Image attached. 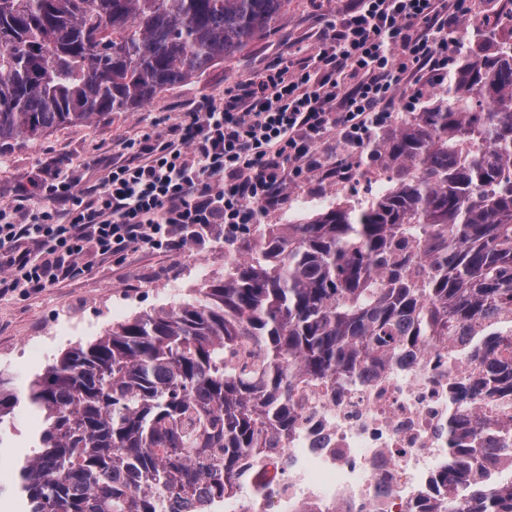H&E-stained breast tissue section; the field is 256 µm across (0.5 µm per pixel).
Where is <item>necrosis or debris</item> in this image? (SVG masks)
Listing matches in <instances>:
<instances>
[{"mask_svg": "<svg viewBox=\"0 0 512 512\" xmlns=\"http://www.w3.org/2000/svg\"><path fill=\"white\" fill-rule=\"evenodd\" d=\"M473 336L426 341L400 362L304 391L286 435L244 461L241 491L208 512H432L448 448L484 453L502 396L469 394Z\"/></svg>", "mask_w": 512, "mask_h": 512, "instance_id": "obj_1", "label": "necrosis or debris"}]
</instances>
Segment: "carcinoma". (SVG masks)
Segmentation results:
<instances>
[{"label": "carcinoma", "mask_w": 512, "mask_h": 512, "mask_svg": "<svg viewBox=\"0 0 512 512\" xmlns=\"http://www.w3.org/2000/svg\"><path fill=\"white\" fill-rule=\"evenodd\" d=\"M288 0H0V153L132 112L268 32ZM466 54L439 102L371 153L393 187L268 224L190 302L75 346L0 425L40 414L25 512H166L232 495L244 457L288 431L300 382L336 384L429 338L490 323L481 387L512 395V42ZM434 512H512V478L473 450Z\"/></svg>", "instance_id": "cac0c4a2"}]
</instances>
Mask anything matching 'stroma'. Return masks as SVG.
I'll list each match as a JSON object with an SVG mask.
<instances>
[{
    "mask_svg": "<svg viewBox=\"0 0 512 512\" xmlns=\"http://www.w3.org/2000/svg\"><path fill=\"white\" fill-rule=\"evenodd\" d=\"M339 6V0H288L268 33L190 83L160 92L135 111L63 126L0 153V203L23 200L32 177L58 163L82 187L99 184L121 142L164 128L191 111L200 97L222 98L239 77L259 74L283 52L306 58ZM336 184V178L317 172L289 187L282 203L272 209L278 223L291 224L329 206L368 199L384 188L369 180L339 195ZM265 222V216H258L233 240L225 239L222 227H213L180 254L144 252L121 262L93 256L89 271L54 287L1 292L0 372L10 376L16 389H25L36 373L70 347L89 344L112 325L138 314L190 301L195 289L223 278L239 241L256 237ZM40 424V416L25 409L14 418L16 433L0 449V512L22 508L12 489L18 462L30 453Z\"/></svg>",
    "mask_w": 512,
    "mask_h": 512,
    "instance_id": "stroma-1",
    "label": "stroma"
}]
</instances>
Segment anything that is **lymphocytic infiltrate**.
Instances as JSON below:
<instances>
[{
  "label": "lymphocytic infiltrate",
  "instance_id": "lymphocytic-infiltrate-1",
  "mask_svg": "<svg viewBox=\"0 0 512 512\" xmlns=\"http://www.w3.org/2000/svg\"><path fill=\"white\" fill-rule=\"evenodd\" d=\"M470 0H346L305 61L285 55L223 99L129 143L86 191L62 168L31 182L27 221L0 224V288L39 292L86 271L83 258L181 252L209 224L235 236L284 189L332 167L351 174L375 128L437 85L456 59ZM335 153H328V142Z\"/></svg>",
  "mask_w": 512,
  "mask_h": 512
}]
</instances>
